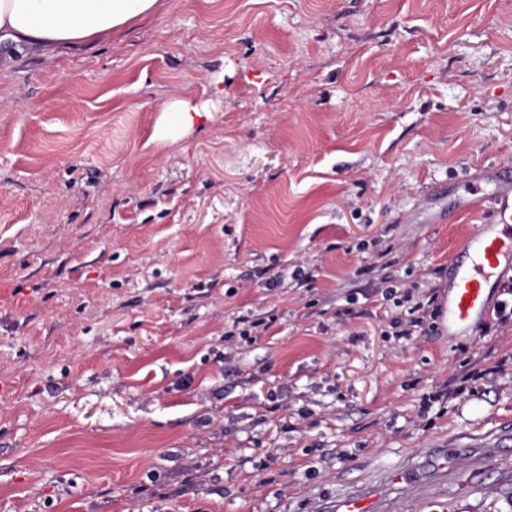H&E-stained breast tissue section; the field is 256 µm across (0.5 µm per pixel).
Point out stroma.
<instances>
[{"label":"stroma","instance_id":"stroma-1","mask_svg":"<svg viewBox=\"0 0 512 512\" xmlns=\"http://www.w3.org/2000/svg\"><path fill=\"white\" fill-rule=\"evenodd\" d=\"M506 166L512 0H157L1 65L0 512H319L451 441L501 454L438 512H512V322L442 328ZM164 112L167 115L157 129V134L164 138L178 135L209 116L208 112L201 111L189 102L179 99L172 101Z\"/></svg>","mask_w":512,"mask_h":512}]
</instances>
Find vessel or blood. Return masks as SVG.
Wrapping results in <instances>:
<instances>
[{
    "label": "vessel or blood",
    "mask_w": 512,
    "mask_h": 512,
    "mask_svg": "<svg viewBox=\"0 0 512 512\" xmlns=\"http://www.w3.org/2000/svg\"><path fill=\"white\" fill-rule=\"evenodd\" d=\"M491 179L496 185L492 223L477 225L448 260L444 325L451 332L476 334L492 310L494 285L512 261V170H500ZM424 454L432 463L428 473H420L413 461L402 462L392 468L386 483L369 481L349 487L321 505V512H396L398 493L405 487L412 488L420 500L435 502L439 486L454 479L460 457L483 469L499 451L451 446L428 448Z\"/></svg>",
    "instance_id": "1"
}]
</instances>
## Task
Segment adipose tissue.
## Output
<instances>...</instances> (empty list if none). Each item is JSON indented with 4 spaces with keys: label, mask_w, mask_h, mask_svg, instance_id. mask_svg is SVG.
I'll use <instances>...</instances> for the list:
<instances>
[{
    "label": "adipose tissue",
    "mask_w": 512,
    "mask_h": 512,
    "mask_svg": "<svg viewBox=\"0 0 512 512\" xmlns=\"http://www.w3.org/2000/svg\"><path fill=\"white\" fill-rule=\"evenodd\" d=\"M157 0H0V44L14 55L52 53L109 35L152 12Z\"/></svg>",
    "instance_id": "1"
}]
</instances>
